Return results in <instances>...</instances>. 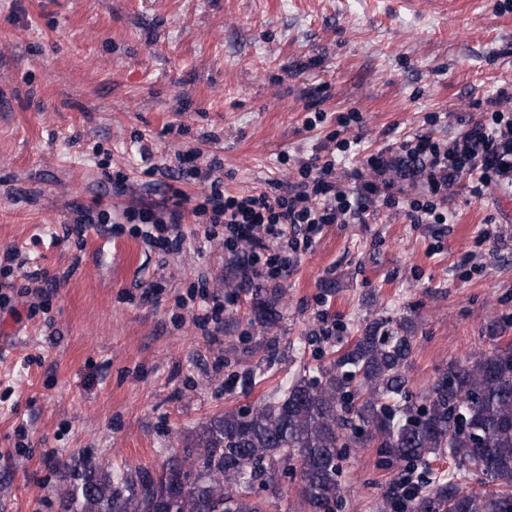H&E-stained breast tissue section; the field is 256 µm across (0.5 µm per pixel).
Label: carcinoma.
<instances>
[{"label": "carcinoma", "mask_w": 512, "mask_h": 512, "mask_svg": "<svg viewBox=\"0 0 512 512\" xmlns=\"http://www.w3.org/2000/svg\"><path fill=\"white\" fill-rule=\"evenodd\" d=\"M448 364L423 392L405 369L416 348L406 324L375 318L337 347L311 378L301 376L243 412L201 425L183 456L114 483L84 472L65 512H274L277 497L254 500L283 464L298 474L299 512H333L343 500V448L367 442L387 465L424 462L443 453L460 473H478L484 488L455 477L407 487V512H512V346Z\"/></svg>", "instance_id": "1"}]
</instances>
